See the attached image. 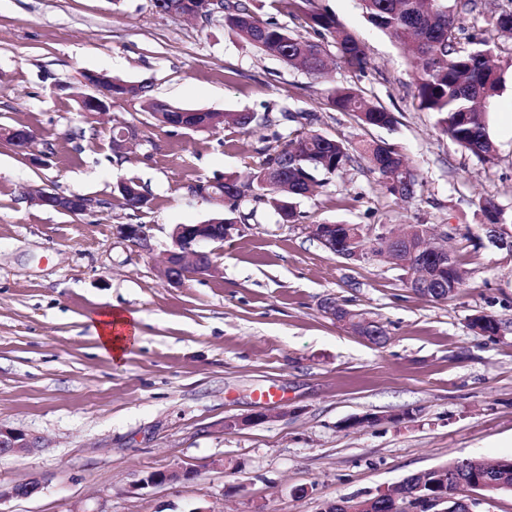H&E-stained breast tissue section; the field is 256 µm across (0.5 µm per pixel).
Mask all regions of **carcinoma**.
<instances>
[{"mask_svg": "<svg viewBox=\"0 0 512 512\" xmlns=\"http://www.w3.org/2000/svg\"><path fill=\"white\" fill-rule=\"evenodd\" d=\"M274 2L283 9L302 12L318 39L294 33L275 21L256 18L243 0H224V26L247 44L287 64L299 65L314 77L325 69L328 39L335 44L337 58L344 66L359 72L368 67L360 42L333 14L315 8L314 0ZM360 5L372 24L411 49L419 108L437 113L442 131L461 147L482 160L491 159L495 145L488 133L486 114L502 88L504 71L512 68V60L499 63L484 41L478 48L460 47L454 9L448 0H360ZM487 23L500 33L512 32V9L491 14ZM327 102L330 108L352 115L362 127L390 128L396 122L394 113L351 86L331 89ZM357 158L369 162L383 188L392 195H401L403 187L417 183V175L389 145L362 140L350 147L309 130L296 134L273 157L257 166L251 183L240 184L233 174L216 180L213 190L224 195V211L217 212L216 218L235 224L244 198H265L283 223L292 224L296 221L295 200L311 192L314 173L340 172ZM482 212L486 223L506 224L502 210L492 200L483 202ZM460 270L455 259L453 266L440 272L448 283L450 297L463 286ZM496 323L489 315H479L470 320V328L479 336H492ZM445 473L450 486L459 480H481L495 491L512 492L511 458L496 467L479 458L456 459L422 477L407 478L406 490L413 496L419 493L420 483L428 486Z\"/></svg>", "mask_w": 512, "mask_h": 512, "instance_id": "cac0c4a2", "label": "carcinoma"}]
</instances>
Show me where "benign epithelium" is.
I'll list each match as a JSON object with an SVG mask.
<instances>
[{
    "instance_id": "benign-epithelium-1",
    "label": "benign epithelium",
    "mask_w": 512,
    "mask_h": 512,
    "mask_svg": "<svg viewBox=\"0 0 512 512\" xmlns=\"http://www.w3.org/2000/svg\"><path fill=\"white\" fill-rule=\"evenodd\" d=\"M103 75L91 74L87 77L88 85L93 88V93L86 94L79 101L80 112L86 118L92 119L96 114L107 109L110 92L104 88ZM10 136L15 142V149L19 152L27 151L35 139V134L27 128L0 129V138ZM41 203L56 210L72 214H81L91 207L88 199L76 195H66L55 189L41 192ZM237 224H224L216 220H208L201 224H178L174 227L171 238L173 247L166 253L165 261L159 269L160 277L170 285L180 286L185 280L216 272L217 266L211 249L213 244H222L229 238ZM335 225L323 224L319 231L318 240L330 252L346 260H365L370 258V249L380 238H387L390 233L383 230L375 233L371 230L359 229L358 234L366 240L362 248H354L351 242L336 243V234L333 233ZM120 236L132 246L143 251H149L151 245V226L147 224H120L118 225ZM487 237L495 241L501 248L512 254V232L501 234V225L487 224L484 226ZM448 260L446 252H430L422 248L418 249L414 263L417 265L432 264L442 266ZM323 311L337 323L349 325V315L343 313L339 304L330 298L323 300ZM377 323L367 318L361 321L359 336L371 344L381 345L387 341V337L381 336L376 331ZM276 417L273 412L255 414L246 419H228L224 428L232 430L236 427L262 423ZM41 447V439L37 436L21 431L3 428L0 426V457L4 455H16L32 448ZM194 471L187 467H176L166 470L152 471L140 480L144 487H155L165 484L177 483L190 479ZM41 489V482L29 479L10 486L0 485V504L14 498H27ZM491 487L482 482H462L455 490L439 489L435 492L424 491L411 498L408 504L410 512H474V507L479 504V499L473 497L476 491H489Z\"/></svg>"
}]
</instances>
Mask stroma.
I'll use <instances>...</instances> for the list:
<instances>
[{"label": "stroma", "instance_id": "obj_1", "mask_svg": "<svg viewBox=\"0 0 512 512\" xmlns=\"http://www.w3.org/2000/svg\"><path fill=\"white\" fill-rule=\"evenodd\" d=\"M363 45L366 72L332 65L316 78L265 55L223 21L161 15L150 0H0V126L35 133L27 153L0 142V426L40 436V448L0 458V485L42 481L0 512H321L457 458L512 457V255L484 234L490 199L512 216V69L488 114L495 154L485 162L420 110L407 52L374 27L358 0H315ZM463 16L461 47L489 42L512 59V37L479 0ZM103 73L150 85L187 110L247 112L249 132L163 125L138 101L113 99L88 120L78 94ZM356 86L397 118L367 128L331 109L327 91ZM137 139L113 154V125ZM314 130L393 145L418 172L411 198L388 193L362 160L320 174L281 223L266 202L242 203L240 231L214 257L219 272L175 287L159 276L178 224L214 213L197 184L246 174L278 140ZM137 180L147 207H123ZM57 189L91 200L70 214L38 205ZM446 232L467 285L445 301L416 294L381 259L337 257L317 224ZM120 224L152 227V250L121 239ZM334 298L387 332L374 345L327 316ZM117 307L138 314L122 362L99 354L94 324ZM486 314L494 336L469 323ZM272 388L277 399H259ZM274 420L225 429L265 410ZM368 426L352 427L358 417ZM194 478L139 488L175 467Z\"/></svg>", "mask_w": 512, "mask_h": 512}]
</instances>
